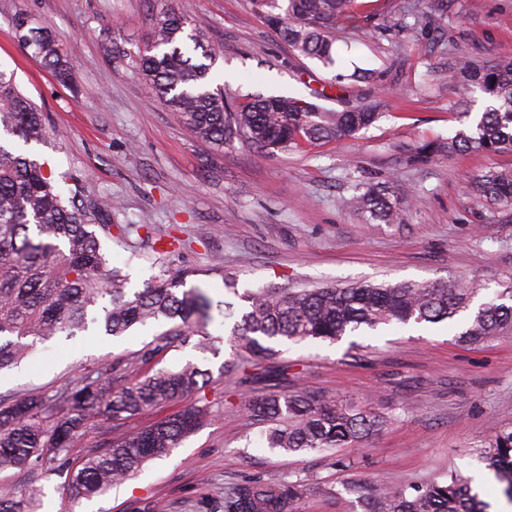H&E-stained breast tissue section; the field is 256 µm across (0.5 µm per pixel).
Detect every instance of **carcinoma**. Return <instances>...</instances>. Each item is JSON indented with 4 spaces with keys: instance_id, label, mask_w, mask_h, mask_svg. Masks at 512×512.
I'll return each mask as SVG.
<instances>
[{
    "instance_id": "carcinoma-1",
    "label": "carcinoma",
    "mask_w": 512,
    "mask_h": 512,
    "mask_svg": "<svg viewBox=\"0 0 512 512\" xmlns=\"http://www.w3.org/2000/svg\"><path fill=\"white\" fill-rule=\"evenodd\" d=\"M301 55L334 65L336 30L353 18L354 0H252ZM17 41L57 76L68 80L76 70L61 55L52 30L33 26L20 12L14 19ZM213 48L203 31L191 27L189 14L169 7L155 15L150 47L132 61L159 101L197 139L219 147L242 137L261 149L288 150L302 142L346 139L371 126L375 106L355 101L330 110L290 96H258L238 110L210 86ZM448 82L463 94L480 92L483 111L454 136L415 147L414 163L432 156L512 151V56L487 64L460 56L448 68ZM0 133L28 147L44 142L42 113L20 92L12 72L0 69ZM472 192L499 208L512 206V167L491 168L468 181ZM342 205L368 224L401 221L411 199L399 197L393 182L371 184ZM112 212L100 199L88 210L66 205L61 189L28 152L0 144V370L14 367L31 350L60 335L104 333L118 337L134 326L167 320L154 346L140 362L171 348L192 346L218 353L208 331L213 301L199 287H186L189 268L162 266L142 289L126 287L101 250L96 230L111 234L99 220ZM477 289L459 284L358 283L342 288H262L246 290L240 320L227 335L232 347L220 372H247L249 358L275 355L282 340L336 342L380 325H423L451 320L470 311ZM500 302L483 303L469 317L459 341L476 345L512 333V288ZM117 364L85 375L53 403L20 394L0 406V473L34 470L47 478L66 468L74 438L91 423L127 420L161 402H178L203 389L210 372L193 363L178 370H156L141 380L126 379ZM249 424L264 423L266 443L286 452H323L356 448L389 423V417L347 399L335 400L302 389L271 392L245 401ZM204 417L188 405L146 429L112 438L73 465L68 473L71 496L91 498L127 479L152 460L172 453ZM479 458L495 478L506 483L512 499V428L479 445ZM306 484L301 481L245 482L224 497V512H298ZM353 512H488L489 504L459 474L419 478L404 485L384 481L345 484ZM0 512H30L26 499L0 487Z\"/></svg>"
}]
</instances>
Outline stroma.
I'll return each instance as SVG.
<instances>
[{
  "instance_id": "1",
  "label": "stroma",
  "mask_w": 512,
  "mask_h": 512,
  "mask_svg": "<svg viewBox=\"0 0 512 512\" xmlns=\"http://www.w3.org/2000/svg\"><path fill=\"white\" fill-rule=\"evenodd\" d=\"M171 0H0V67L41 109L47 137L33 149L62 191L78 189L80 205L110 198L112 235L103 245L130 287L143 288L161 264L196 269L188 285L214 300L234 290L374 284L462 283L478 287L476 303L512 279V209L487 205L467 177L512 167V152L435 157L411 164L414 146L454 135L464 109L448 83L460 54L493 63L512 54V0H356L354 28L338 30L336 63L299 56L250 0H189L192 25L215 53L212 87L238 107L256 95L309 99L330 90L324 105L374 102L390 92L380 119L339 142L295 151L259 150L235 140L218 150L176 122L130 62L147 44L153 18ZM51 27L77 64L59 82L20 46L17 13ZM362 72L376 84L359 81ZM392 180L414 188V208L398 224H367L342 208L356 184ZM232 279L234 289L224 286ZM465 315L436 325H392L330 344L286 342L275 358L253 359L247 379L224 376L230 353L173 347L136 365L147 370L194 362L209 384L189 395L207 409L198 429L172 454L146 465L106 494L75 500L65 478L0 474V483L33 498L36 512H224V495L247 481L300 478L312 489L298 512H350L343 483L385 479L403 484L457 472L480 478L493 512H512L502 486L477 456L485 439L512 426V338L479 346L459 343ZM155 328L119 337L58 336L20 366L0 371V400L22 392L49 397L89 370L131 361ZM288 366L289 387L372 404L393 421L363 449L287 453L268 448L265 427L245 426V398L275 391L273 372ZM170 406L146 409L105 428L91 423L68 456L79 460L112 435L152 425Z\"/></svg>"
}]
</instances>
